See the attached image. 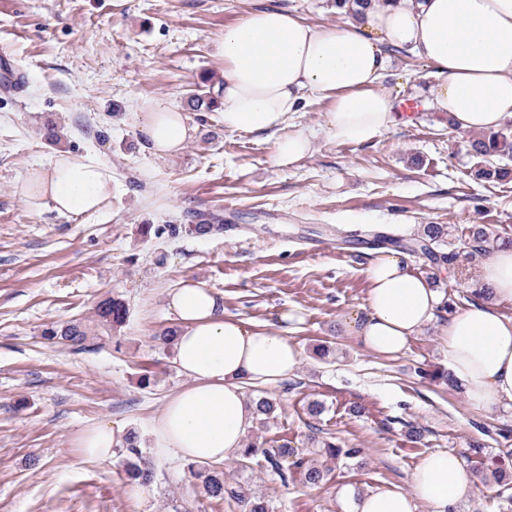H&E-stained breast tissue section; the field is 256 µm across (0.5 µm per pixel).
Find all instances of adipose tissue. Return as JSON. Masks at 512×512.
Masks as SVG:
<instances>
[{
    "label": "adipose tissue",
    "mask_w": 512,
    "mask_h": 512,
    "mask_svg": "<svg viewBox=\"0 0 512 512\" xmlns=\"http://www.w3.org/2000/svg\"><path fill=\"white\" fill-rule=\"evenodd\" d=\"M347 20L313 26L282 8H257L225 26L224 76L217 88L225 128L276 131L272 161L281 166L310 154L302 133H280L306 95L329 99L328 130L356 143L403 122L380 81L395 52L418 56L437 79L431 102L456 131L475 135L512 120V0H341ZM141 130L157 156L177 154L194 133L184 113H145ZM36 198L63 215L99 212L112 196V170L93 156L60 154L30 170ZM490 299L439 319L445 297L426 275L388 253L367 268V314L355 329L375 353H401L410 339L437 326L448 365L468 401L494 413L512 408V318L498 304L512 302V246L494 247L476 268ZM178 323L173 359L187 383L165 401L153 423L156 455L221 463L240 456L255 418L246 383L278 382L299 367L303 350L284 324L245 327L226 315L218 295L188 281L170 292ZM127 428L102 422L79 446L84 458L107 460L126 447ZM478 492L461 457L427 454L411 474V491L383 489L342 499L349 512H450Z\"/></svg>",
    "instance_id": "adipose-tissue-1"
}]
</instances>
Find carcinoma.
<instances>
[{
  "label": "carcinoma",
  "mask_w": 512,
  "mask_h": 512,
  "mask_svg": "<svg viewBox=\"0 0 512 512\" xmlns=\"http://www.w3.org/2000/svg\"><path fill=\"white\" fill-rule=\"evenodd\" d=\"M468 151L472 156L480 160L477 176L485 180H502L512 176V170L508 168L506 161L512 160V125L508 124L488 137H475L468 141ZM452 225L426 224L420 236L410 242L387 232L383 228H373L368 233L373 235V242L377 246L391 244L400 246L407 251L420 255L431 264L439 263L454 266L460 255H465L468 260H475L485 256L490 248L497 244H508L499 235L491 232L488 227L473 224L461 230L460 241L463 252L451 249L447 252L439 249L444 239L451 236ZM129 309L127 303L119 297H107L101 300L94 311L96 326L105 331L121 329L128 319ZM45 339L55 343L68 345L75 350L84 349L89 339V328L81 322H69L61 326H51L44 330ZM256 402V420L261 426H266L269 420L275 418L276 402L267 396H259ZM319 447L325 449L330 457L344 456L352 458L360 453L358 448L342 450L328 439L317 441ZM484 444L474 441L469 444L472 456L478 458V465L473 468L476 479L485 483L492 478L499 486L509 490L512 484L506 481L505 463L500 457H490L484 453ZM262 455L264 467L285 479L288 474L303 471L306 482L311 485L319 484L324 474L321 468L310 464L297 454L296 450L288 445L277 448L258 449L254 441H247L246 448L240 456V461L249 463L257 455ZM124 456V471L132 482L146 483L153 478V471L143 460L140 441L136 433L132 432L127 438ZM191 476L200 481L202 493L211 500H223L229 498L240 503L242 512H269L267 502L255 496H251L242 488L230 487L224 481V472L218 471L206 462H193L189 467Z\"/></svg>",
  "instance_id": "cac0c4a2"
}]
</instances>
